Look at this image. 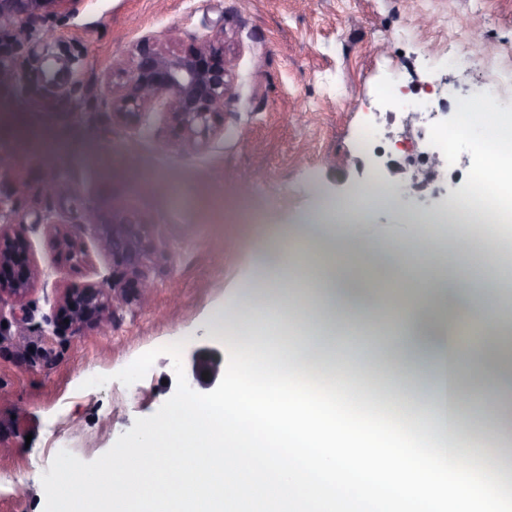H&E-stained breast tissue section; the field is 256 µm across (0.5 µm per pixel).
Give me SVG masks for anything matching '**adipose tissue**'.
<instances>
[{
	"label": "adipose tissue",
	"instance_id": "obj_1",
	"mask_svg": "<svg viewBox=\"0 0 512 512\" xmlns=\"http://www.w3.org/2000/svg\"><path fill=\"white\" fill-rule=\"evenodd\" d=\"M480 152L481 192L491 177L512 174V139L491 130ZM292 235L322 247L304 267L279 259L269 277L316 274L317 303L279 294L237 306V322L263 325L264 333L237 342V370L225 397L207 405L181 399L161 425L134 436L120 459L85 483L74 484L82 466L69 461L55 481L68 491V505L56 512H76L81 501L98 504L101 512H253L259 504L264 512H335L339 506L345 512H499L505 486L486 474L478 452L462 440L461 395L451 380L467 366L503 390L512 388V376L496 359L443 336L427 350L406 345L393 373L426 376L424 430L405 394L395 395L390 417L382 420L340 394V380H291V356L334 345L336 318L348 304L342 282L351 271L336 260L345 225H305ZM397 252L401 282L416 280L419 292L404 308L405 324L413 332L425 323L447 327L448 300L467 285L461 267L446 268L402 246ZM288 315L297 330L286 336L277 321ZM242 456L259 459L266 480L239 478Z\"/></svg>",
	"mask_w": 512,
	"mask_h": 512
}]
</instances>
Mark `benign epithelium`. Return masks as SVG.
Segmentation results:
<instances>
[{"label": "benign epithelium", "mask_w": 512, "mask_h": 512, "mask_svg": "<svg viewBox=\"0 0 512 512\" xmlns=\"http://www.w3.org/2000/svg\"><path fill=\"white\" fill-rule=\"evenodd\" d=\"M68 0H0V29L10 28L25 18L34 19L52 13ZM220 36L186 49L170 51L151 37L141 39L133 48V64L123 72L118 88L107 82L112 124L137 127L146 111L161 97L166 99L169 123L178 129V145L191 149L224 133L215 117L231 93L224 46ZM59 253L72 260L82 255L80 235L96 239L112 253V280L90 284L66 292L57 318L78 326L95 319L106 325L104 314L109 296L125 288H136V297L146 302L152 283L143 262L152 224L140 213L120 206L112 208V221H101L97 209L89 206L80 232L67 229L65 223L47 225ZM29 239L24 224L0 225V304L22 301L30 291L35 270L28 260ZM224 373V353L213 346L194 349L190 369L185 372L180 391L193 395L213 388Z\"/></svg>", "instance_id": "obj_1"}]
</instances>
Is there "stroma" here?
Returning a JSON list of instances; mask_svg holds the SVG:
<instances>
[{
  "mask_svg": "<svg viewBox=\"0 0 512 512\" xmlns=\"http://www.w3.org/2000/svg\"><path fill=\"white\" fill-rule=\"evenodd\" d=\"M218 33L232 77L223 136L199 151L177 149L159 106L141 127L110 126L104 83L130 68L134 43L151 36L184 49ZM455 33L468 65L441 50ZM4 43L13 52L0 83L8 164L0 224L29 225L39 277L23 312L0 314V512H54L66 460L96 472L137 430L166 419L193 348L222 346L224 368L233 369L234 343L214 321L260 276L258 253L275 262L276 232L379 182L378 160L359 149L356 130L371 120L382 88L483 106L488 68L512 69V0H76L0 30ZM456 105L452 126L461 120ZM416 130L408 113L382 115L388 162L412 153ZM482 138L475 130L450 146L433 142L448 165L433 176L403 168L391 185L405 194L373 207L360 233L409 241L411 209L473 194L447 171H475ZM49 176L68 185L65 197H43ZM140 194L154 225L148 305L119 299L107 328L52 332L65 289L111 278L112 255L88 238L83 262H67L47 223L79 224L89 202L107 216ZM451 241V253L435 259L471 261V283L484 293L493 253L473 251L463 226ZM401 327L397 319L374 336L346 315L336 321V345L393 347ZM58 446L65 457H54Z\"/></svg>",
  "mask_w": 512,
  "mask_h": 512,
  "instance_id": "35a3bbf8",
  "label": "stroma"
}]
</instances>
